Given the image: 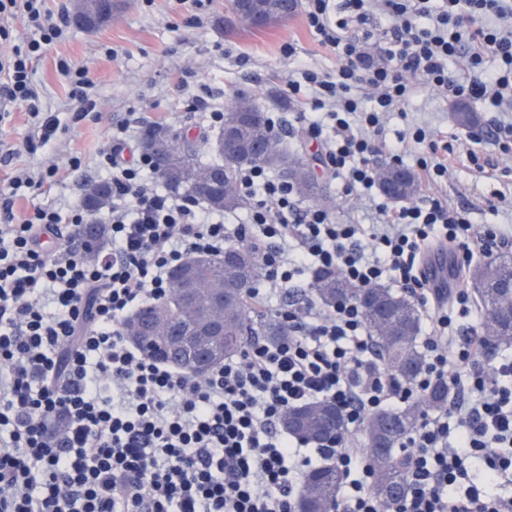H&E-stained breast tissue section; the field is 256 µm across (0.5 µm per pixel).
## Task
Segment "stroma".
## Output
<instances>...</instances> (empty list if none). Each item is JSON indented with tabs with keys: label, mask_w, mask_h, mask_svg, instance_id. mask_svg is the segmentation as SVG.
<instances>
[{
	"label": "stroma",
	"mask_w": 512,
	"mask_h": 512,
	"mask_svg": "<svg viewBox=\"0 0 512 512\" xmlns=\"http://www.w3.org/2000/svg\"><path fill=\"white\" fill-rule=\"evenodd\" d=\"M119 2L110 22L92 31L70 26L68 36L48 47L33 65V84L41 109L56 113L64 127L55 144L33 155L21 152V145L33 131L25 110H14L9 119L0 122V146L17 151L13 159L0 161V190L7 188L19 169L37 168L44 160L62 165L75 155L82 160L80 169L66 172L50 192L16 197L17 215L50 200L63 207L79 202L87 182L109 180V173L99 166L98 153L108 142L113 124L129 119L132 112L143 113L145 122L195 139L202 155L208 157L214 152L215 132L208 129L203 112L186 111V94L227 107L237 90L249 88L257 93L266 112L286 117L294 113L295 106L285 95L284 85L296 71L294 63L283 55V45L293 43L300 57L320 69L336 66L335 56L318 45L301 13L284 26L256 30L240 22L226 25V0H202L197 6L192 0ZM193 13L200 16V24L186 25V17ZM64 61L90 67L96 82L98 119L72 123L71 86L60 71ZM458 108V102L423 85L404 114L390 116L387 129L393 132L409 123L418 124L464 150L471 146L472 131L456 122ZM282 140L312 173L314 193L298 197L300 207H325L339 224L366 222L360 198L343 196L338 182L324 172L316 147L301 132L283 135ZM481 148L490 154L501 177L486 178L457 162L448 171L444 190L449 203L468 207L476 231L494 226L512 234V212H495L488 205L500 195L512 199V153L495 150L487 140Z\"/></svg>",
	"instance_id": "35a3bbf8"
}]
</instances>
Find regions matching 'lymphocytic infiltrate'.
I'll return each mask as SVG.
<instances>
[{"label":"lymphocytic infiltrate","instance_id":"1","mask_svg":"<svg viewBox=\"0 0 512 512\" xmlns=\"http://www.w3.org/2000/svg\"><path fill=\"white\" fill-rule=\"evenodd\" d=\"M41 0H0V15L26 17L44 44L62 35ZM305 20L336 68L303 67L284 90L295 120L321 148L342 192L372 197L376 159L398 163L428 147L419 182L430 193L380 222L337 224L327 210H300L293 186L264 167L241 169L236 189L247 205L241 223L187 195L159 191L143 153L125 158L137 138L116 123L100 151L112 172L104 219L109 247L87 257L90 215L55 203L16 217L14 196L55 182L58 164L15 175L0 196V512H292L298 481L313 458L332 461L344 481L336 512H384L373 495L366 449L342 438L308 456L281 430L289 408L327 400L360 432L366 418L394 402L448 385V402L425 414L403 441L410 490L396 512H512V496L491 493L512 482V356L481 363L483 337L460 335L456 319L479 310L467 289L431 286L426 257L442 246L463 273L511 240L476 232L469 212L435 188L448 175L453 144L409 127L387 140L385 119L415 92V78L455 100L490 104V131L512 140V0H306ZM467 70L449 72L450 58ZM0 115L26 107L36 119L28 152L56 140L60 121L39 111L32 55L0 54ZM236 243L261 258L272 288L297 294L280 309L285 339L249 337L239 356L202 377L146 357L124 323L144 303L169 294L170 272L193 254L220 255ZM335 269L353 287L390 283L428 316L425 370L398 384L373 348L360 306L310 301L307 270Z\"/></svg>","mask_w":512,"mask_h":512}]
</instances>
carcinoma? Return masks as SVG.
I'll list each match as a JSON object with an SVG mask.
<instances>
[{
	"instance_id": "1",
	"label": "carcinoma",
	"mask_w": 512,
	"mask_h": 512,
	"mask_svg": "<svg viewBox=\"0 0 512 512\" xmlns=\"http://www.w3.org/2000/svg\"><path fill=\"white\" fill-rule=\"evenodd\" d=\"M238 112L224 113V124L217 135L216 144L224 142L225 132L242 120L248 113L247 128L250 154L241 158L230 170L229 179L235 180L237 171L245 166H263L295 183L304 196L312 191V179L306 164L294 153L288 152L277 136L268 128L267 112L258 102L255 94L242 90L236 96ZM170 136L168 129L157 124L148 125L141 139L142 149L149 154L163 186L171 193L191 195L205 200L216 210L232 211L242 206V200L235 191H224L221 184L215 187H201L198 177L201 173L224 170V152L216 150L218 160L203 163L197 155L196 144L185 137L176 140L180 176H170V163L158 156L153 143ZM384 174L397 176L401 189L393 200H407L416 191L414 174L399 166L385 168ZM112 184L107 181L88 183L83 191L81 205L94 216L110 205ZM83 235L88 237L87 251L93 255L107 244L106 225L92 221L84 226ZM225 252L247 256L252 273L248 284H253L260 267V256L246 244L229 246ZM184 265L193 268L194 286L203 292L227 282L233 277V270L224 256L191 255ZM512 272V257L504 256L495 263L479 265L470 271L471 286L486 313L484 340L489 346L512 345V307L501 305L500 286L508 281L505 271ZM345 281L334 269L325 268L314 272V290L325 305H333L347 299L356 300L361 306L366 324L375 341L376 349L388 366L392 376L401 383H412L424 369V355L416 347L421 333V315L418 307L409 299L398 295L385 286L370 288L345 287ZM180 281L170 275V297L167 301L149 304L139 310L143 319H151L157 311L164 310L175 328L180 330L184 317L179 310L176 297ZM231 302L224 305V356L240 352L246 337L256 333L278 342L288 335V328L278 319L256 321L251 316L247 301V290L230 288ZM448 402V385L439 383L432 386L418 404L399 409H382L369 415L365 423L367 451L372 466L371 491L387 508L395 509L406 497L409 487L405 475V458L395 454L403 439L417 426L420 410L439 408ZM327 403L320 402L304 406L305 417L295 427L283 425L285 431L307 442L314 443L322 432L325 418L322 412ZM342 473L332 464H323L310 469L304 476V491L297 506L302 512H321L323 502L334 498L342 483Z\"/></svg>"
}]
</instances>
